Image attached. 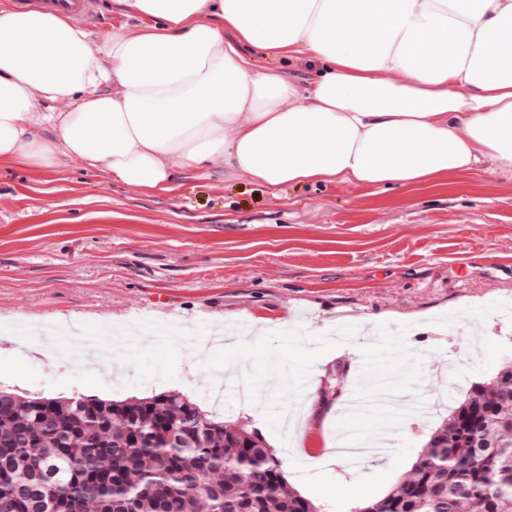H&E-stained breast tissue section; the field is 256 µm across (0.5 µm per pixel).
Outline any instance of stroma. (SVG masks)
<instances>
[{"instance_id": "35a3bbf8", "label": "stroma", "mask_w": 512, "mask_h": 512, "mask_svg": "<svg viewBox=\"0 0 512 512\" xmlns=\"http://www.w3.org/2000/svg\"><path fill=\"white\" fill-rule=\"evenodd\" d=\"M512 174L483 163L408 190L189 171L170 192L128 187L62 157L0 166V389L124 400L161 392L263 435L293 489L355 512L409 473L446 403L512 362ZM111 336L121 356L59 365L21 333ZM342 354L320 363L322 351ZM398 348L400 360L375 359ZM312 406L299 404L313 370ZM410 392L357 420L339 386ZM383 441L359 466L336 436Z\"/></svg>"}]
</instances>
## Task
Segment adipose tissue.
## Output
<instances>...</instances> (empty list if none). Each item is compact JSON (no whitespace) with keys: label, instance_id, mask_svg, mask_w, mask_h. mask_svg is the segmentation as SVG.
Masks as SVG:
<instances>
[{"label":"adipose tissue","instance_id":"adipose-tissue-1","mask_svg":"<svg viewBox=\"0 0 512 512\" xmlns=\"http://www.w3.org/2000/svg\"><path fill=\"white\" fill-rule=\"evenodd\" d=\"M132 35L0 10V163L84 170L143 191L188 170L271 190L429 186L512 170V0H116ZM272 49L321 65L256 71ZM245 56L250 62L251 68L255 70L278 66L283 70L287 78L289 76L299 81L311 78L317 67V64L314 61L311 62L308 58L295 59L289 63L283 62L276 53L266 50H247L245 51Z\"/></svg>","mask_w":512,"mask_h":512}]
</instances>
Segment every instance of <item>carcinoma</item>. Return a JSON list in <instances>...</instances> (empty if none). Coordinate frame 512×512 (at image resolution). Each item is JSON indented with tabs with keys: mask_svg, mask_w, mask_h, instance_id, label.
<instances>
[{
	"mask_svg": "<svg viewBox=\"0 0 512 512\" xmlns=\"http://www.w3.org/2000/svg\"><path fill=\"white\" fill-rule=\"evenodd\" d=\"M223 470L224 484L190 487ZM320 512L256 432L161 392L123 401L0 390V512ZM512 512V363L477 382L411 468L356 512Z\"/></svg>",
	"mask_w": 512,
	"mask_h": 512,
	"instance_id": "1",
	"label": "carcinoma"
}]
</instances>
